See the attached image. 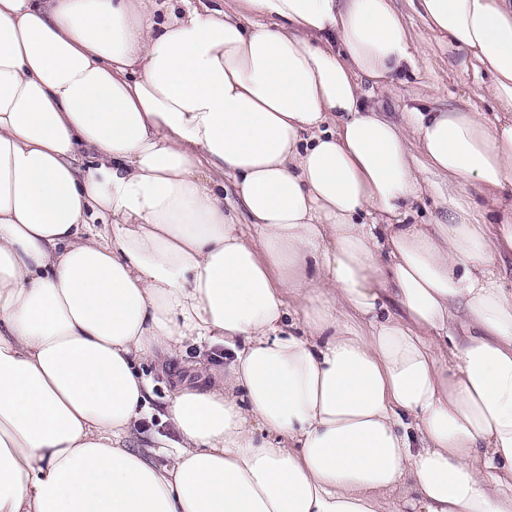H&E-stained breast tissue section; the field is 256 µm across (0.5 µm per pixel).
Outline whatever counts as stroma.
Listing matches in <instances>:
<instances>
[{
  "label": "stroma",
  "mask_w": 512,
  "mask_h": 512,
  "mask_svg": "<svg viewBox=\"0 0 512 512\" xmlns=\"http://www.w3.org/2000/svg\"><path fill=\"white\" fill-rule=\"evenodd\" d=\"M397 5L404 17L415 63L392 74L386 89L370 91L364 99L366 106L389 112L395 119L411 110L434 112L474 105L481 111H491L492 101L486 96L488 76L461 67L462 50L428 29L416 0H397ZM421 176L431 188L415 200L411 222L434 224L447 219L450 195L442 185V177L427 170ZM151 378L150 404L157 414L138 426L131 443L136 446L144 439L154 442V458L161 462L165 459L163 444L178 439L179 434L159 416L172 391L169 371H152Z\"/></svg>",
  "instance_id": "35a3bbf8"
}]
</instances>
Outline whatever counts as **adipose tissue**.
<instances>
[{
  "mask_svg": "<svg viewBox=\"0 0 512 512\" xmlns=\"http://www.w3.org/2000/svg\"><path fill=\"white\" fill-rule=\"evenodd\" d=\"M421 7L493 117L364 107L395 0H0V512H512V0ZM410 142L411 145L409 147L412 154L417 159V167L421 168L420 176L428 184L439 185L440 190L428 189L415 200L412 206V215L409 217L408 222L413 224H435L438 221H445L448 217L450 197H452V194L451 192L448 193V187L445 186L441 176L422 169L423 157L419 153L414 140L411 139ZM202 360H208L209 362L224 365V351L219 352L215 349H209L206 345L199 347L197 345H191L185 351V354L181 359H173L169 363V370L160 372L155 370L153 367L146 368L145 372L148 374L150 371L152 378V398L150 399V405L157 411H163L168 397L172 392L171 376L170 372L172 369H178L182 362H198ZM137 433L132 437L131 446L140 445L143 440L153 441L156 446L179 440V434L170 422L164 421L157 414H153L150 422L144 421L137 428ZM142 436V437H141Z\"/></svg>",
  "mask_w": 512,
  "mask_h": 512,
  "instance_id": "obj_1",
  "label": "adipose tissue"
}]
</instances>
